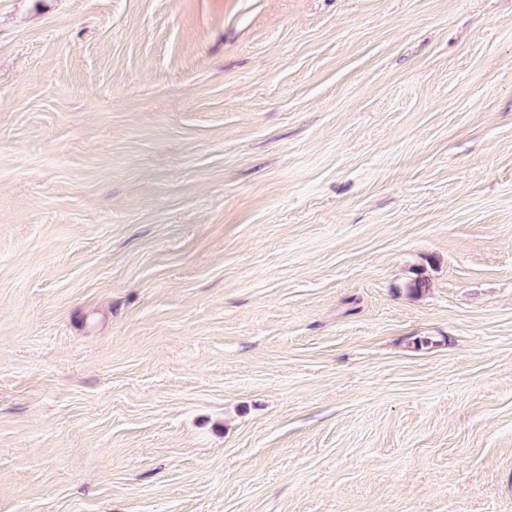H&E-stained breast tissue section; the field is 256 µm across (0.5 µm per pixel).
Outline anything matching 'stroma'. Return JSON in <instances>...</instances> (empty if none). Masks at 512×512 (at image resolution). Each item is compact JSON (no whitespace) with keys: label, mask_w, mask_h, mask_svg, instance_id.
<instances>
[{"label":"stroma","mask_w":512,"mask_h":512,"mask_svg":"<svg viewBox=\"0 0 512 512\" xmlns=\"http://www.w3.org/2000/svg\"><path fill=\"white\" fill-rule=\"evenodd\" d=\"M0 512H512V0H0Z\"/></svg>","instance_id":"1"}]
</instances>
